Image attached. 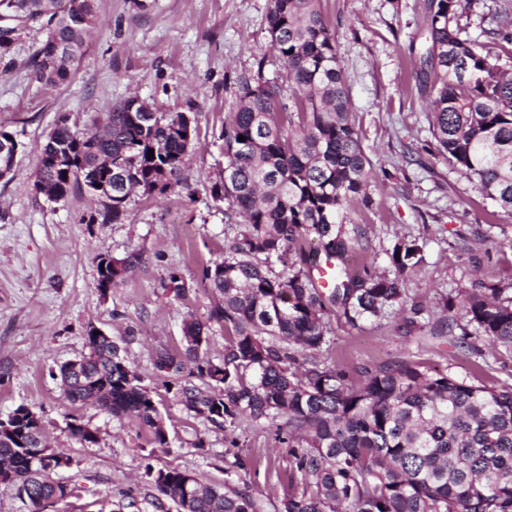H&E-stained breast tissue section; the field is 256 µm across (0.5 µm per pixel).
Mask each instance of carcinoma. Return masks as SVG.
Masks as SVG:
<instances>
[{
    "mask_svg": "<svg viewBox=\"0 0 512 512\" xmlns=\"http://www.w3.org/2000/svg\"><path fill=\"white\" fill-rule=\"evenodd\" d=\"M20 18L17 30L46 38L31 60L40 82L69 78L96 35L99 0H0ZM470 0H430L429 38L420 91L430 96V127L448 164L476 181L482 196L512 218V69L501 54L460 26ZM268 26L286 80L256 73L239 79L240 102L224 121V171L212 197L227 202L242 224L224 260L203 270L216 294L207 320L182 323L183 348L156 352L154 368L174 380L193 416L222 428L241 420L287 429L288 471L302 485L280 512H512V386L476 385L401 361L348 373L320 359L329 342L332 307L353 326L380 319L404 303L401 283L424 261V243L402 239L386 250L387 267L352 268L347 260L365 238L349 203L367 199L372 164L353 120L347 78L334 33L318 0H271ZM64 45L61 55L51 52ZM197 135L190 112H155L136 97L114 105L93 133L61 117L41 146L34 184L55 200L90 188L81 162L112 165V194L102 221L118 224L132 196L163 194L180 183ZM245 141H238V137ZM73 159L48 164L58 151ZM154 157L148 158L149 150ZM334 264L321 288L309 267V242ZM97 288H117L142 262L100 256ZM281 271H276V267ZM451 313L448 335L470 354L487 342L512 354V283L489 282L440 297ZM224 329V354H201L211 324ZM134 336H86L88 355L60 366L72 403L149 428L168 444L160 411L129 359ZM27 407L13 431H0V484L26 492L29 510L61 501L75 489L53 478L65 455L48 448ZM146 475L153 505L167 512H264L261 501L228 485H204L177 468Z\"/></svg>",
    "mask_w": 512,
    "mask_h": 512,
    "instance_id": "obj_1",
    "label": "carcinoma"
}]
</instances>
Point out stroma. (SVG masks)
<instances>
[{"mask_svg":"<svg viewBox=\"0 0 512 512\" xmlns=\"http://www.w3.org/2000/svg\"><path fill=\"white\" fill-rule=\"evenodd\" d=\"M101 0L99 30L70 78L62 84L35 79L31 55L45 37L19 33L0 60V125L21 145L9 181L0 180V419L18 405L32 406L44 423L49 447L70 459L56 480L78 487V496L48 512H115L123 494L154 512L146 467L178 468L206 483H229L278 512L289 492L288 450L274 427L246 421L221 429L188 415L173 387L154 369L156 351L182 346L187 316L206 319L213 302L201 282L205 266L222 261L225 204L210 189L224 168L219 135L235 111L237 79L256 71L285 79L271 53V0ZM505 0H472L461 17L471 36L505 29L512 14ZM428 0H321L336 39L354 118L373 165L368 199L349 213L365 227L376 267L401 238L426 241L424 262L404 281L420 312L354 327L328 311L330 345L321 358L360 376L367 369L407 358L477 384L512 385V354L484 346L481 357L459 350L440 327L448 317L437 297L474 282L512 281V218L492 215L475 181L438 154L418 80L428 44ZM138 96L158 112H191L197 138L184 181L163 195L133 196L121 223L91 222L101 202L86 190L51 203L34 191L41 146L61 116L92 128L111 107ZM142 253L144 262L123 285L97 287L98 261ZM178 273L189 293L175 299L168 287ZM131 334L133 366L164 416L168 443L154 444L147 428L89 404L70 403L57 377L61 364L88 352L86 334ZM98 433L83 445L72 423ZM204 436L205 449L195 448ZM243 468H234V460Z\"/></svg>","mask_w":512,"mask_h":512,"instance_id":"1","label":"stroma"}]
</instances>
